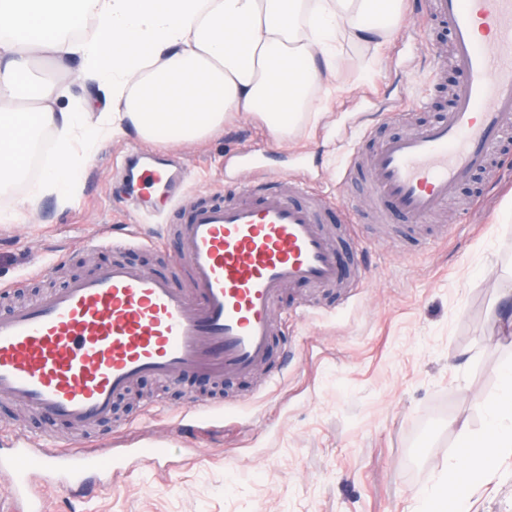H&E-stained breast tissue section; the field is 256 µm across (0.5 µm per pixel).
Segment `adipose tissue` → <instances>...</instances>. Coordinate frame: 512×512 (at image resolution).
I'll return each mask as SVG.
<instances>
[{
  "label": "adipose tissue",
  "instance_id": "obj_1",
  "mask_svg": "<svg viewBox=\"0 0 512 512\" xmlns=\"http://www.w3.org/2000/svg\"><path fill=\"white\" fill-rule=\"evenodd\" d=\"M399 17V0H0V193L46 132L57 161L19 200L22 211L48 195L69 204L98 145L118 133L202 141L234 112L287 139L313 97L329 96L321 75L335 73L340 43L386 38ZM87 19L96 32L75 34ZM43 58L60 69L79 60L102 111L58 110L55 84L36 67ZM483 411V432L456 422L463 449L425 512H463L473 472L512 451L511 368Z\"/></svg>",
  "mask_w": 512,
  "mask_h": 512
}]
</instances>
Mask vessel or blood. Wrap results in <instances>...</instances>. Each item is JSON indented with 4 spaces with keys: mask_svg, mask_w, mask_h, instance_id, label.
<instances>
[{
    "mask_svg": "<svg viewBox=\"0 0 512 512\" xmlns=\"http://www.w3.org/2000/svg\"><path fill=\"white\" fill-rule=\"evenodd\" d=\"M447 24L462 81L448 112L415 132L381 140L367 160L351 153L345 176L365 165L377 199L405 222L441 209L457 186L487 170L512 133V0H431ZM143 191L139 204L157 218L152 233L121 240L126 249L177 243L178 270L194 282L178 288L115 262L63 288L0 312V401L84 430L110 418L115 398L146 378L175 381L191 373L249 376L265 362L275 334L272 310L283 288H320L347 273L315 212L288 194L236 185L235 200L195 207L167 223L172 182L134 154L123 161ZM140 455L122 436L89 448L28 445L26 429L0 439V512H40L23 481L30 465L65 476L68 492L99 484L103 460L126 469Z\"/></svg>",
    "mask_w": 512,
    "mask_h": 512,
    "instance_id": "1",
    "label": "vessel or blood"
}]
</instances>
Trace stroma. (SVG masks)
Listing matches in <instances>:
<instances>
[{"label":"stroma","instance_id":"stroma-1","mask_svg":"<svg viewBox=\"0 0 512 512\" xmlns=\"http://www.w3.org/2000/svg\"><path fill=\"white\" fill-rule=\"evenodd\" d=\"M401 12L386 41L343 46L335 94L315 101L288 140L275 138L259 118L235 116L201 142L183 143L169 132L153 142V150L186 162L185 211L223 195L229 183L250 181L252 169L240 159L246 151L272 170L280 189L297 180L334 199L321 223L363 278L355 288L285 289L277 311L291 351L274 348L248 378L141 380L132 389L135 402L89 433L22 403L0 405V426H28L31 447L77 448L112 436L119 423L166 446L190 400L239 404L223 424L191 431L186 445L202 449L201 459L178 458L168 471L118 472L79 501L30 468L44 512H422L424 491L444 476L459 446L451 420L483 429L480 405L512 365L505 322L512 316V158H501L479 188L458 190L454 203L411 236L388 215L353 226L341 221L343 211L372 206L364 185L340 181L346 132L360 117L375 119L373 138L358 142L366 156L376 140L405 132L431 111L435 73L421 44L425 17L417 0H401ZM38 67L59 85V108L83 103L92 91L79 65L63 72L44 59ZM394 106L407 109L406 119L381 121ZM137 143L116 135L101 144L68 206L48 196L36 211L16 216L15 201L40 178L38 168L0 195V282L17 283L25 296L115 261L172 274L174 245L116 250L104 243L139 219L121 170ZM88 237L100 245L82 247ZM62 253L66 261L54 265ZM38 264L50 273L30 279ZM468 512H512V455L475 482Z\"/></svg>","mask_w":512,"mask_h":512}]
</instances>
